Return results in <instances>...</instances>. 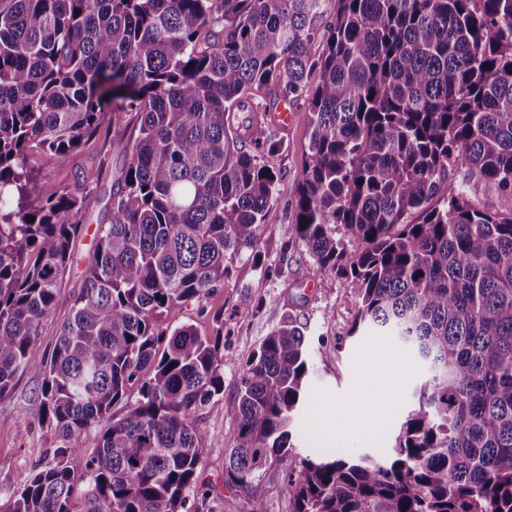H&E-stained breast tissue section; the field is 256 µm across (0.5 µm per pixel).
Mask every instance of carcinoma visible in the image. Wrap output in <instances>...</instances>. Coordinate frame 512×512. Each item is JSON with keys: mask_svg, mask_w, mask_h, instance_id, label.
Returning a JSON list of instances; mask_svg holds the SVG:
<instances>
[{"mask_svg": "<svg viewBox=\"0 0 512 512\" xmlns=\"http://www.w3.org/2000/svg\"><path fill=\"white\" fill-rule=\"evenodd\" d=\"M322 2L0 6V395L41 377L60 442L8 512H75L80 481L84 512H235L199 480L224 320L202 336L161 319L223 286L236 255L260 258L284 142L257 115L301 99L315 72L293 238L322 274L358 281L349 335L403 337L430 377L379 457L303 456L308 355L287 316L224 408V485L248 493L279 460L291 512H512V0H336L329 16ZM126 113L138 135L109 222L37 363L90 194L41 196L35 153L63 164ZM454 169L494 184L500 208L475 204Z\"/></svg>", "mask_w": 512, "mask_h": 512, "instance_id": "cac0c4a2", "label": "carcinoma"}]
</instances>
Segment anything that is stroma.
<instances>
[{
    "mask_svg": "<svg viewBox=\"0 0 512 512\" xmlns=\"http://www.w3.org/2000/svg\"><path fill=\"white\" fill-rule=\"evenodd\" d=\"M292 120L282 137L283 150L271 157L280 170L275 198L259 230L258 247L267 270H260L250 253L232 264L222 287L198 304L177 307L164 316L163 326L194 325L200 335L224 331V394L200 413L205 439L214 453L201 477L219 486L225 500L239 512H290L288 483L283 463L271 462L261 473L253 495L224 487L223 448L233 440V426L224 408L238 390L243 367L261 341L291 315L305 327L309 355L308 395L294 440L298 453L307 455L324 447L318 427L344 433L349 457L382 454L392 447L409 412L418 405L427 368L398 337L376 330L351 335L361 304V290L353 279L323 276L307 253L292 242V216L296 196L295 176L309 158L310 111L307 101L294 103ZM137 134L132 119L102 130L100 135L72 153L66 163L49 154L37 157L38 182L49 194L65 185L84 184L91 193L82 231L71 243L72 262L60 285L62 295L44 319L31 349L35 361L51 355L57 329L67 317L71 299L82 287V273L90 261L101 224L109 217L112 186L124 174L125 143ZM386 364L384 374H374L372 358ZM41 381L27 374L0 397V506L31 479L35 466L52 456L59 444L53 429L42 425ZM357 406L362 429H354L345 412Z\"/></svg>",
    "mask_w": 512,
    "mask_h": 512,
    "instance_id": "stroma-1",
    "label": "stroma"
}]
</instances>
